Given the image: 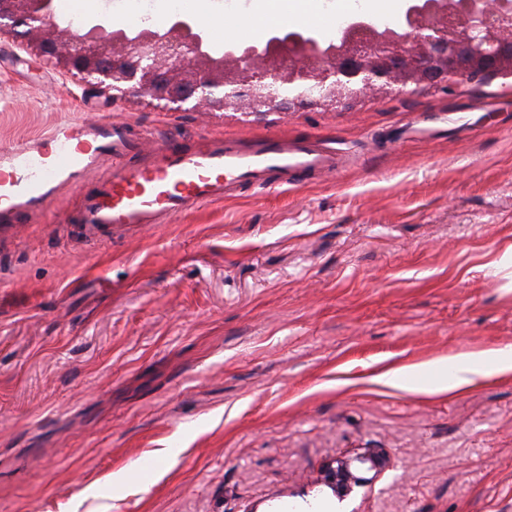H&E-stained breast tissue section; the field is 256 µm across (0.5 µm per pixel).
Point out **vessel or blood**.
<instances>
[{
	"label": "vessel or blood",
	"mask_w": 512,
	"mask_h": 512,
	"mask_svg": "<svg viewBox=\"0 0 512 512\" xmlns=\"http://www.w3.org/2000/svg\"><path fill=\"white\" fill-rule=\"evenodd\" d=\"M343 156L311 139L146 137L111 119L55 126L0 151V222L23 224L65 187L78 190L74 223L91 228L166 224L185 211L236 198L242 186H296L335 173ZM109 172L91 174L101 166Z\"/></svg>",
	"instance_id": "vessel-or-blood-1"
}]
</instances>
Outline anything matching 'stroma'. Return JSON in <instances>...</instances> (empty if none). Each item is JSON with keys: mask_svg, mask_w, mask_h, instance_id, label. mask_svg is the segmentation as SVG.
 I'll use <instances>...</instances> for the list:
<instances>
[{"mask_svg": "<svg viewBox=\"0 0 512 512\" xmlns=\"http://www.w3.org/2000/svg\"><path fill=\"white\" fill-rule=\"evenodd\" d=\"M96 116L352 163L117 232L65 223L68 189L0 229V512H512V372L439 388L512 348V77L205 119L0 35V148ZM362 448L389 464L338 499L323 473ZM489 363H493L500 372H511L512 351L500 349L496 350L491 357H470L449 363L448 388H461L468 385L472 381V376L484 373Z\"/></svg>", "mask_w": 512, "mask_h": 512, "instance_id": "35a3bbf8", "label": "stroma"}]
</instances>
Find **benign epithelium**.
<instances>
[{
	"instance_id": "7a95c632",
	"label": "benign epithelium",
	"mask_w": 512,
	"mask_h": 512,
	"mask_svg": "<svg viewBox=\"0 0 512 512\" xmlns=\"http://www.w3.org/2000/svg\"><path fill=\"white\" fill-rule=\"evenodd\" d=\"M407 0L411 25L399 35H381L363 14L352 16L346 38L326 54H304L290 42L276 51L260 40L236 58L226 75L221 65L203 66L204 31L175 17L169 27L123 45L112 37L50 27L53 0H0V34L23 39L26 50L112 98L177 111L287 112L280 88L298 90L302 107L322 112L353 106L392 92L446 90L459 81L490 75L483 60L512 49V0ZM388 466L380 448H362L329 464L323 475L340 497Z\"/></svg>"
}]
</instances>
